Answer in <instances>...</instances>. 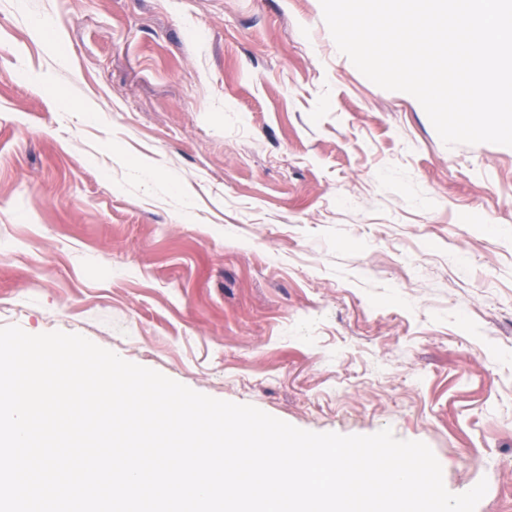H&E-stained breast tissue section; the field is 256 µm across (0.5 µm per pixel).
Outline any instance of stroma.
Masks as SVG:
<instances>
[{"label":"stroma","mask_w":512,"mask_h":512,"mask_svg":"<svg viewBox=\"0 0 512 512\" xmlns=\"http://www.w3.org/2000/svg\"><path fill=\"white\" fill-rule=\"evenodd\" d=\"M512 512V147L446 146L320 0H0V326Z\"/></svg>","instance_id":"obj_1"}]
</instances>
